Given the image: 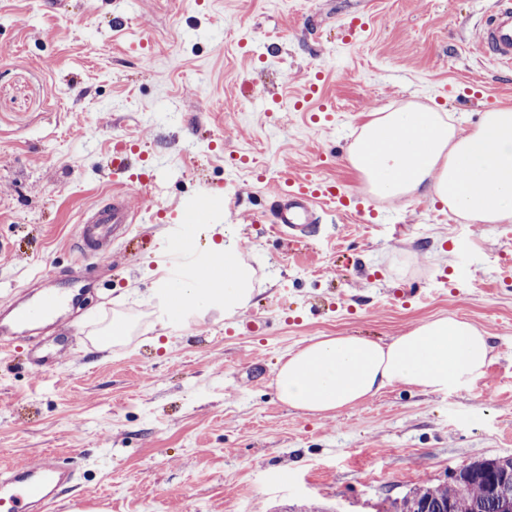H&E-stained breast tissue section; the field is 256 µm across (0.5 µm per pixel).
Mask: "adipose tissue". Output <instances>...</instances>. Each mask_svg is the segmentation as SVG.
I'll return each mask as SVG.
<instances>
[{"label": "adipose tissue", "instance_id": "ef3b65f1", "mask_svg": "<svg viewBox=\"0 0 512 512\" xmlns=\"http://www.w3.org/2000/svg\"><path fill=\"white\" fill-rule=\"evenodd\" d=\"M372 192L395 200L420 193L475 224L512 223V107L483 112L469 129L449 114L409 104L366 122L347 152ZM221 273L212 287L185 283L182 308L203 301L232 316L254 296V271L234 240L218 245ZM490 334L463 318L438 317L380 343L319 336L290 353L273 382L277 398L310 415H331L395 384L429 391L484 378Z\"/></svg>", "mask_w": 512, "mask_h": 512}]
</instances>
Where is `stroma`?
Here are the masks:
<instances>
[{"mask_svg": "<svg viewBox=\"0 0 512 512\" xmlns=\"http://www.w3.org/2000/svg\"><path fill=\"white\" fill-rule=\"evenodd\" d=\"M494 0H0V303L44 272L92 289L88 330L113 313L123 345L77 337L48 380L0 355V466L63 453L88 512H394L423 484L512 456V223L471 224L424 197L375 201L380 221L324 204L293 256L270 232L286 174L365 192L345 160L371 113L413 102L467 128L512 106V71L479 58L474 24ZM123 13V28L110 24ZM371 19L355 41L343 29ZM137 142L162 187L126 191L139 245L83 265L81 215L112 187L106 163ZM212 188L224 212L199 222ZM196 244L236 240L256 272L248 308L175 318L161 291L165 222ZM426 288L405 307L393 290ZM266 318L264 335L243 327ZM439 316L492 336L487 373L462 390L393 386L329 417L278 400L280 364L317 336L373 340Z\"/></svg>", "mask_w": 512, "mask_h": 512, "instance_id": "35a3bbf8", "label": "stroma"}]
</instances>
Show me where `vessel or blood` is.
<instances>
[{
  "instance_id": "obj_1",
  "label": "vessel or blood",
  "mask_w": 512,
  "mask_h": 512,
  "mask_svg": "<svg viewBox=\"0 0 512 512\" xmlns=\"http://www.w3.org/2000/svg\"><path fill=\"white\" fill-rule=\"evenodd\" d=\"M473 39L482 60L512 70V0H495L493 7L475 25ZM329 201L337 210L356 216L373 215L368 198L340 190L334 182L308 176H284L272 197L273 231L284 238L289 250L306 247L318 206ZM168 234L172 241L165 255L167 267L184 279L202 280L215 263L203 260L186 237L177 209H169ZM139 213L126 192L116 191L89 208L79 224L77 245L84 259H105L113 246L133 240ZM85 284L54 282L37 297L13 294L0 304V351L12 350L20 336H28L31 361L41 371H55L67 354V343L82 325L67 319L68 309L81 304ZM73 470L57 454L46 453L34 464L16 463L0 469V512H55L61 489L72 482Z\"/></svg>"
}]
</instances>
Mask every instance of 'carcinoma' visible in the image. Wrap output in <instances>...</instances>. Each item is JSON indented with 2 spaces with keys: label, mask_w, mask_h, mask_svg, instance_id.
Masks as SVG:
<instances>
[{
  "label": "carcinoma",
  "mask_w": 512,
  "mask_h": 512,
  "mask_svg": "<svg viewBox=\"0 0 512 512\" xmlns=\"http://www.w3.org/2000/svg\"><path fill=\"white\" fill-rule=\"evenodd\" d=\"M512 457L475 460L447 485L423 484L402 498L401 512H512V484L503 487Z\"/></svg>",
  "instance_id": "carcinoma-1"
}]
</instances>
